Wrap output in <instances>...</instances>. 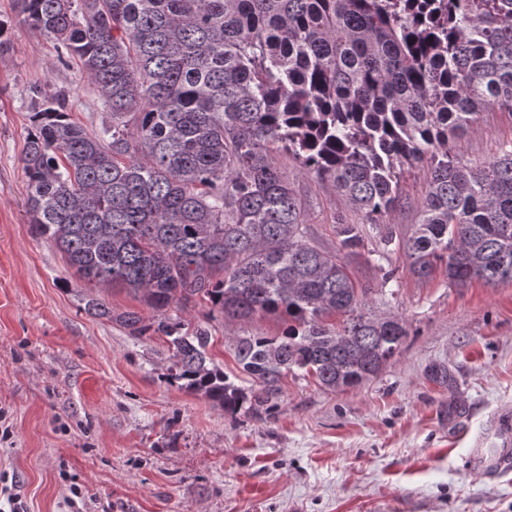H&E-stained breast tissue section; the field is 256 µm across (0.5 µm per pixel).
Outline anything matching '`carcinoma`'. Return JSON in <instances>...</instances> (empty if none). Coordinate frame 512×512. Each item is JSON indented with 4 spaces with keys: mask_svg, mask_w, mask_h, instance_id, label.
<instances>
[{
    "mask_svg": "<svg viewBox=\"0 0 512 512\" xmlns=\"http://www.w3.org/2000/svg\"><path fill=\"white\" fill-rule=\"evenodd\" d=\"M21 20L81 65L110 121L70 118L71 90L34 87L22 164L35 236L90 284L153 310L87 313L166 337L171 376L232 416L269 411L302 370L342 391L374 377L408 335L367 309L341 252L315 245L277 154L288 152L370 218L402 202L404 168L428 189L404 241L411 272L448 285L512 280V148L473 167L449 140L512 111V0H14ZM205 301L224 320H282L231 336L245 384L208 356L205 328L171 318ZM340 316L337 324L328 322Z\"/></svg>",
    "mask_w": 512,
    "mask_h": 512,
    "instance_id": "carcinoma-1",
    "label": "carcinoma"
}]
</instances>
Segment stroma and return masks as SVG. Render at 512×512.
Returning a JSON list of instances; mask_svg holds the SVG:
<instances>
[{"label":"stroma","mask_w":512,"mask_h":512,"mask_svg":"<svg viewBox=\"0 0 512 512\" xmlns=\"http://www.w3.org/2000/svg\"><path fill=\"white\" fill-rule=\"evenodd\" d=\"M0 20L10 41L0 54V430L11 431L0 473L27 512H512V473L486 479L466 462L512 412V281H422L396 247L382 265L366 262L374 224L279 154L317 245L337 250L339 225H358L350 268L372 288V312L402 318L408 336L360 386L325 391L298 370L282 378L269 412L226 415L170 379L161 335L137 338L116 322L124 312L152 317L140 296L89 287L33 236L21 163L32 88L69 87L70 116L87 130L107 114L79 63L19 21L13 0H0ZM511 144L512 114L496 109L452 149L476 167ZM426 182L425 168L404 171L402 203L381 218L397 240L414 232ZM89 291L113 319L85 312ZM180 317L209 330L210 357L240 378L223 317L203 302Z\"/></svg>","instance_id":"stroma-1"}]
</instances>
